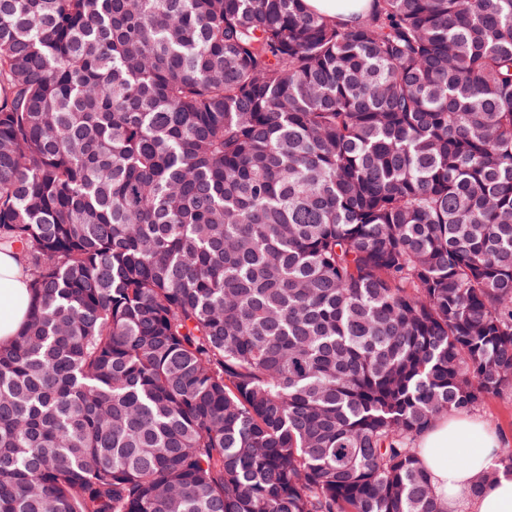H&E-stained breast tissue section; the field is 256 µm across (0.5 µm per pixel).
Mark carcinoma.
<instances>
[{
    "label": "carcinoma",
    "instance_id": "obj_1",
    "mask_svg": "<svg viewBox=\"0 0 512 512\" xmlns=\"http://www.w3.org/2000/svg\"><path fill=\"white\" fill-rule=\"evenodd\" d=\"M0 512H444L512 385V0H0ZM370 0H305L316 12L344 23H353L370 4ZM0 344L13 340L25 322L31 305L28 275L18 252L0 248ZM466 414L445 413L434 421L418 438L419 462L448 512H512V478L500 476L473 492L476 476L502 456L504 446L494 429L512 449V389ZM450 454L462 461H451Z\"/></svg>",
    "mask_w": 512,
    "mask_h": 512
}]
</instances>
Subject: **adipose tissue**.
Segmentation results:
<instances>
[{
	"instance_id": "obj_1",
	"label": "adipose tissue",
	"mask_w": 512,
	"mask_h": 512,
	"mask_svg": "<svg viewBox=\"0 0 512 512\" xmlns=\"http://www.w3.org/2000/svg\"><path fill=\"white\" fill-rule=\"evenodd\" d=\"M0 344H8L31 305L28 275L20 255L0 249ZM503 443L485 421L461 413L440 415L418 439L417 456L448 512H512V478L499 477L474 489L476 476L502 456Z\"/></svg>"
}]
</instances>
